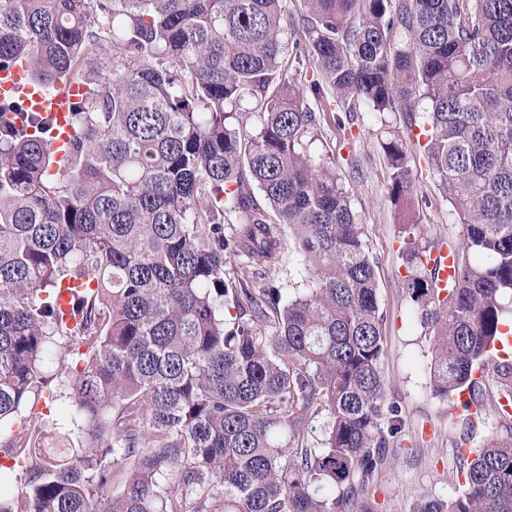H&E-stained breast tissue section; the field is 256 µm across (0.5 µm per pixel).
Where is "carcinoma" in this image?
Here are the masks:
<instances>
[{"label":"carcinoma","mask_w":512,"mask_h":512,"mask_svg":"<svg viewBox=\"0 0 512 512\" xmlns=\"http://www.w3.org/2000/svg\"><path fill=\"white\" fill-rule=\"evenodd\" d=\"M285 2L0 0V68L90 87L63 168L48 119L0 105V437L27 483L14 497L3 468L0 512H371L359 496L400 447L403 408L363 225L313 149L328 108L291 72L306 61L316 101L387 127L433 394L466 423L485 368L512 402V355L485 366L512 314V0H305L302 45ZM422 139L464 237L444 296L409 217ZM283 226L310 276L282 306L253 280ZM227 253L244 262L232 280ZM66 277L94 285L72 329L54 303ZM63 377L67 433L22 414ZM457 468L462 492L413 512H512V439Z\"/></svg>","instance_id":"1"}]
</instances>
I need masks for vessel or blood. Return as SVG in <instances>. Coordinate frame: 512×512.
Listing matches in <instances>:
<instances>
[{
    "label": "vessel or blood",
    "instance_id": "b4317fda",
    "mask_svg": "<svg viewBox=\"0 0 512 512\" xmlns=\"http://www.w3.org/2000/svg\"><path fill=\"white\" fill-rule=\"evenodd\" d=\"M89 87L76 82H64L46 87L29 79L24 66L16 64L0 70V103L9 100L20 101L23 108L47 117L50 120L52 136L59 142L68 141L73 135L71 124V106L74 102L87 97ZM456 244L445 243L433 249L427 257L429 267L437 272L436 284L444 288L449 277L455 273L454 254ZM84 280L66 279L61 281L55 305L64 318L73 315V303L80 294L85 293Z\"/></svg>",
    "mask_w": 512,
    "mask_h": 512
}]
</instances>
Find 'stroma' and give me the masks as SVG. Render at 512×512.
<instances>
[{
  "label": "stroma",
  "mask_w": 512,
  "mask_h": 512,
  "mask_svg": "<svg viewBox=\"0 0 512 512\" xmlns=\"http://www.w3.org/2000/svg\"><path fill=\"white\" fill-rule=\"evenodd\" d=\"M322 134L376 262L378 300L386 316L388 394L401 402L406 416L405 450L391 459L369 489L367 502L373 512H411L421 495L450 499L461 489L448 434V405L431 393L432 341L415 318L403 287V226L387 197L389 169L380 146L381 123L361 108L345 127L324 122ZM411 166L417 174L413 197L422 238L462 244V228L423 157L413 155ZM307 277L301 257L285 242L277 262L257 285L279 289L286 298L305 288Z\"/></svg>",
  "instance_id": "1"
}]
</instances>
